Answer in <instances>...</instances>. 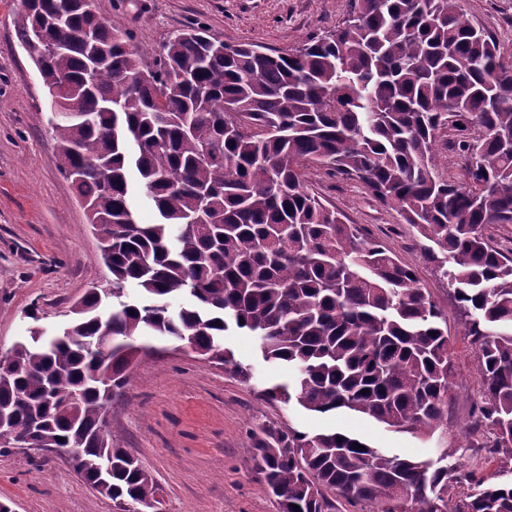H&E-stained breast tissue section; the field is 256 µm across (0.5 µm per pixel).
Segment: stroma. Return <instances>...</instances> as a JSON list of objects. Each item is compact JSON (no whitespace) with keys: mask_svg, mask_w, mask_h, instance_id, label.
Instances as JSON below:
<instances>
[{"mask_svg":"<svg viewBox=\"0 0 512 512\" xmlns=\"http://www.w3.org/2000/svg\"><path fill=\"white\" fill-rule=\"evenodd\" d=\"M458 12L512 51V0H453ZM18 0H0V355L32 327L61 329L71 306L110 273L89 212L59 159L46 121V90L14 31ZM105 21L136 44L160 47L174 33L202 26L228 44L251 42L282 52L339 25L350 0H96ZM309 189L348 224L361 227L403 264L443 311L454 348L448 418L433 436L397 431L359 414L318 415L297 404L268 402L266 384L287 382V369L263 361L254 337L226 334L224 345L251 367L243 382L190 348L147 336L151 347L112 403L110 430L160 487L161 512H280L254 460L264 428L358 435L387 454L444 458L457 474L498 473L512 480V461L491 455L494 435L478 423L482 388L478 354L447 279L424 240L399 213L381 205L359 181L312 171ZM37 318H30V310ZM0 501L13 512H116L55 453H0Z\"/></svg>","mask_w":512,"mask_h":512,"instance_id":"35a3bbf8","label":"stroma"}]
</instances>
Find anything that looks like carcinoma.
Returning <instances> with one entry per match:
<instances>
[{
  "label": "carcinoma",
  "mask_w": 512,
  "mask_h": 512,
  "mask_svg": "<svg viewBox=\"0 0 512 512\" xmlns=\"http://www.w3.org/2000/svg\"><path fill=\"white\" fill-rule=\"evenodd\" d=\"M83 2L20 0L14 25L19 40L39 26L59 46L37 71L82 114L50 126L104 229L112 291L88 290L61 334L7 352L0 440L34 417L37 447L63 449L121 512H159L154 476L103 432L134 341H185L248 380L224 348L231 328L293 370L266 399L432 435L454 378L446 318L409 266L309 191L323 169L359 180L429 242L478 354L479 419L512 460V253L485 235L512 224V54L452 0H352L342 25L288 54L200 28L141 47ZM448 125L464 184L435 149ZM141 192L154 224L136 221ZM254 451L281 512H338L339 497L378 512H512V483L472 477L452 506L448 468L338 431L264 429Z\"/></svg>",
  "instance_id": "obj_1"
}]
</instances>
